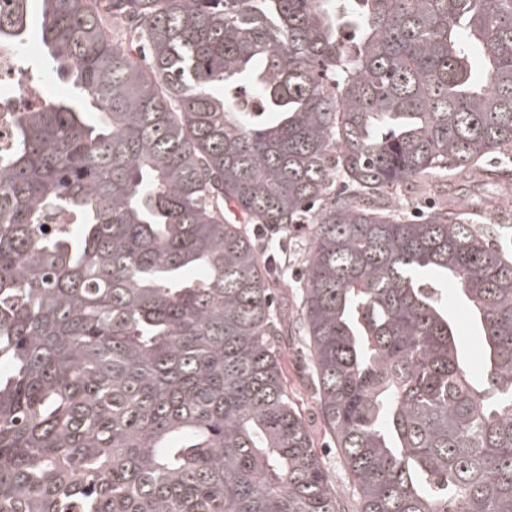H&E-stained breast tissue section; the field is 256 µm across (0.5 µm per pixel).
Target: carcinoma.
<instances>
[{
  "label": "carcinoma",
  "mask_w": 512,
  "mask_h": 512,
  "mask_svg": "<svg viewBox=\"0 0 512 512\" xmlns=\"http://www.w3.org/2000/svg\"><path fill=\"white\" fill-rule=\"evenodd\" d=\"M38 3L74 95L0 149V512H341L290 333L357 512H512V211L461 195L512 181L486 163L512 152V0ZM32 5L0 0V42ZM423 183L413 220L393 197ZM304 223L287 321L249 225ZM444 297L448 306V313L457 328L465 358L468 360L471 371L477 373L482 367V362L479 336L473 317L459 301L455 287L451 282H448V292L445 289ZM286 346L282 366L302 418L314 438V448L323 461L336 490L344 495L342 506L346 512H357V503L348 493V472L336 451L333 435L325 428L316 396V378L309 366L307 347L303 336H285Z\"/></svg>",
  "instance_id": "carcinoma-1"
}]
</instances>
